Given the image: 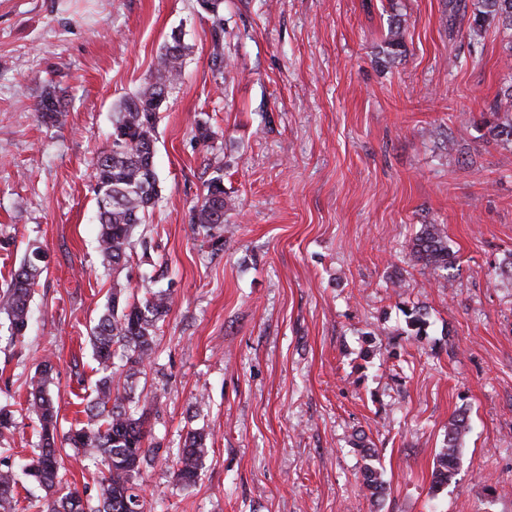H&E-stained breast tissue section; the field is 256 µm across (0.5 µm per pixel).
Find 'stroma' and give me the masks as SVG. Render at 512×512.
Here are the masks:
<instances>
[{"label":"stroma","instance_id":"obj_1","mask_svg":"<svg viewBox=\"0 0 512 512\" xmlns=\"http://www.w3.org/2000/svg\"><path fill=\"white\" fill-rule=\"evenodd\" d=\"M174 33L187 56L156 130L160 200L115 276L89 162ZM224 46L219 74L197 0H0V289L31 246L47 264L23 341L0 323L6 457L38 448L25 401L42 360L62 425L84 421L88 334L117 281L174 297L134 385L152 512H512V142L489 134L512 30L472 38L448 0H224ZM49 86L53 126L35 111ZM218 173L236 203L220 248L190 222ZM424 224L443 225L452 268L413 259ZM413 306L422 339L405 333ZM463 411L462 462L433 489ZM191 430L209 451L185 487L173 455ZM359 439L383 469L375 502Z\"/></svg>","mask_w":512,"mask_h":512}]
</instances>
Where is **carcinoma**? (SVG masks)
I'll use <instances>...</instances> for the list:
<instances>
[{"label": "carcinoma", "instance_id": "carcinoma-1", "mask_svg": "<svg viewBox=\"0 0 512 512\" xmlns=\"http://www.w3.org/2000/svg\"><path fill=\"white\" fill-rule=\"evenodd\" d=\"M212 26V63L224 75V0H198ZM512 29V0H477L473 4L469 30L481 34L494 21ZM403 47V21L394 18L390 26L387 55L398 57ZM186 58V46L177 38L165 44L157 56L155 73L140 88L120 103L112 127L109 146L98 152L91 163L93 192L100 226L98 252L103 268L120 274L126 267L134 245L136 228L145 223L159 199V183L154 167L156 129L160 113L167 108L172 92L180 85ZM37 112L46 124L58 121L60 101L48 91L37 104ZM235 202L224 192L223 177L207 183L191 210L190 222L224 245V216ZM416 261L426 267L446 270L453 265V253L439 224H424L411 249ZM44 255L33 248L13 273L0 293V314L6 315L13 339L28 328L32 292L44 272ZM172 305L167 291L147 290L143 296L127 295L121 285L112 287L107 308L91 328L90 342L99 377L94 396L87 400L83 413L87 423L59 434L58 408L49 390L52 365L44 363L28 384V404L38 417L39 449L26 466L25 474L46 490L42 512H129L135 506L144 512L138 478L144 466L153 462L158 449L146 446L144 414L131 392L114 384L115 358H120L125 379L143 373L155 342L158 323ZM407 330L415 337L427 335L429 323L419 308L403 310ZM16 428V411L0 406V438ZM465 414L448 426L446 446L440 449L433 486L448 484L460 462L461 445L468 433ZM76 448L98 459L104 466L97 480V504L76 490L60 492L59 458L64 446ZM208 452L206 437L188 432L183 446L175 454L174 475L180 483L192 485L199 476V465ZM362 485L375 499L385 492L382 472L366 465L361 471ZM16 479L11 466L0 462V512H16Z\"/></svg>", "mask_w": 512, "mask_h": 512}]
</instances>
